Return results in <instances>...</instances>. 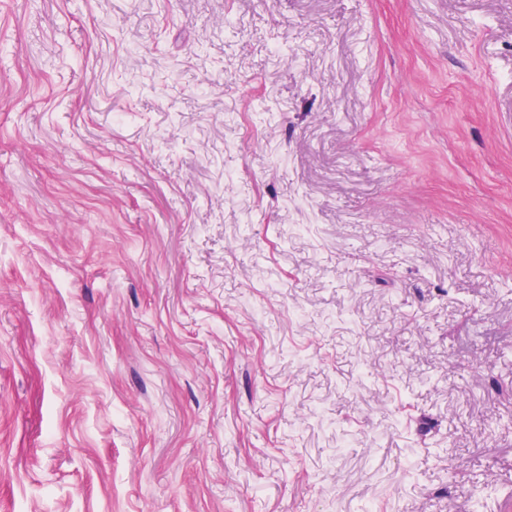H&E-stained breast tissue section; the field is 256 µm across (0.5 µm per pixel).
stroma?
Returning a JSON list of instances; mask_svg holds the SVG:
<instances>
[{"label":"stroma","mask_w":512,"mask_h":512,"mask_svg":"<svg viewBox=\"0 0 512 512\" xmlns=\"http://www.w3.org/2000/svg\"><path fill=\"white\" fill-rule=\"evenodd\" d=\"M477 497L512 0H0V512Z\"/></svg>","instance_id":"stroma-1"}]
</instances>
